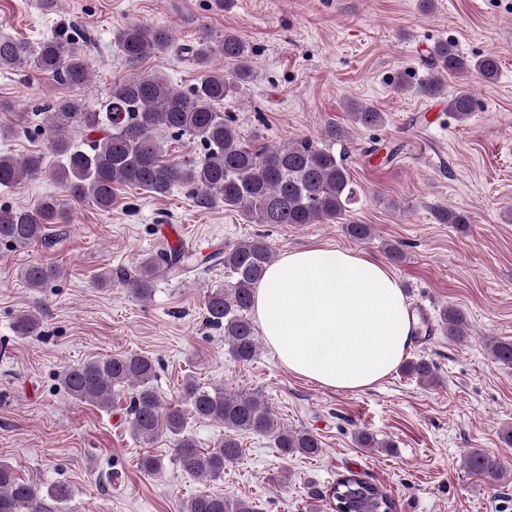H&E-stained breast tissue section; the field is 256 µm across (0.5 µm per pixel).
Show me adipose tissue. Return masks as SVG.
Wrapping results in <instances>:
<instances>
[{"mask_svg":"<svg viewBox=\"0 0 512 512\" xmlns=\"http://www.w3.org/2000/svg\"><path fill=\"white\" fill-rule=\"evenodd\" d=\"M254 312L267 345L290 372L342 390L385 378L415 329L391 270L341 249L286 252L267 269Z\"/></svg>","mask_w":512,"mask_h":512,"instance_id":"ef3b65f1","label":"adipose tissue"}]
</instances>
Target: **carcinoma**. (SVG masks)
Segmentation results:
<instances>
[{"mask_svg": "<svg viewBox=\"0 0 512 512\" xmlns=\"http://www.w3.org/2000/svg\"><path fill=\"white\" fill-rule=\"evenodd\" d=\"M91 33L73 25L60 27L51 37L34 45L17 39L0 38V68L26 67L37 75H48L60 83L82 86L91 80L92 64L87 55ZM113 42L125 61L135 65L143 58L168 50L173 35L166 27L148 24L126 25L113 32ZM200 75L188 91L170 86L156 75L136 77L115 83L98 106L80 98H64L40 109L38 129L51 151L62 157L53 171L54 179L75 203L89 202L109 212L119 187L136 186L164 196L175 186L190 189L202 207L224 203L243 211L257 224H324L343 221L345 233L354 241L366 243L374 237L370 224L347 219L349 205L355 202L348 152L336 151L342 141L339 129L329 126L318 137L303 136L294 143L271 145L258 139L247 141L234 120L224 117L218 106L231 98L253 77V50L232 32L216 33L203 29L197 41L184 48ZM218 53L228 71L212 67ZM437 71L450 75L472 71L492 81L499 62L493 55L476 61L461 54L452 41L437 43L429 60ZM459 121L469 118L473 101L466 90L458 91L448 104ZM352 122L362 128L384 125L383 113L370 105L356 104L349 112ZM174 138L189 137L200 145L196 155L183 159L170 157L158 133ZM80 132L86 147L78 149L69 134ZM45 169L44 156L33 152L22 157L0 155V186L12 188L32 179ZM64 220L61 205L46 198L32 209L0 205V242L26 247L46 240L47 224ZM271 247L261 238L239 241L222 252L191 254L182 250L163 251L143 261L129 273L123 269L105 270L98 283L118 282L138 299H151L155 282L175 279L198 270L224 265L233 281L205 296L206 323L224 330V344L239 362L253 359L259 347L255 327L248 316L256 288L273 263ZM60 275L53 265L35 263L21 271L24 283L38 290ZM40 326L33 313L21 314L15 322L21 336L33 335ZM441 327L448 339L467 336L463 313L445 308ZM493 359L512 366V341L490 344ZM401 370L426 386L438 381L432 361L423 357L403 361ZM156 366L152 358L126 354L87 360L60 373L61 384L74 399L104 408L112 404V389H130L131 430L145 441L165 435L174 446V461L185 472L206 480L224 477V467L242 455L238 436L270 434L285 455L299 453L315 457L321 441L307 430L280 427L264 400L252 394L227 393L207 388L188 378L182 386L183 400L195 416L219 422L228 434L213 448L202 449L184 434L185 410L163 404L154 387ZM473 474L500 480L499 460L479 450L465 458ZM70 498L69 487L54 484L41 493L38 484L17 476L14 468L0 462V512H60ZM334 512H395L394 500L378 485L352 470L339 475L330 489ZM180 512H257L245 498H226L201 492L183 502Z\"/></svg>", "mask_w": 512, "mask_h": 512, "instance_id": "obj_1", "label": "carcinoma"}]
</instances>
